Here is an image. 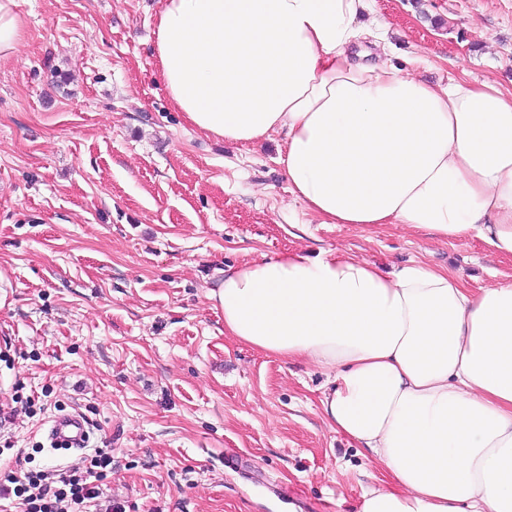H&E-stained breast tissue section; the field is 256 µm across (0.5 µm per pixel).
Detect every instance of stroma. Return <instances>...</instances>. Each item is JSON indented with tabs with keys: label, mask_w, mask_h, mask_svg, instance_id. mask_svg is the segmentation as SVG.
Segmentation results:
<instances>
[{
	"label": "stroma",
	"mask_w": 512,
	"mask_h": 512,
	"mask_svg": "<svg viewBox=\"0 0 512 512\" xmlns=\"http://www.w3.org/2000/svg\"><path fill=\"white\" fill-rule=\"evenodd\" d=\"M160 0H17L26 40L0 64V490L103 451L96 512H359L384 482L326 424V370L224 333L207 297L263 255L412 261L470 287L512 274L480 239L321 224L295 202L281 136L192 129L154 66ZM359 39L420 80L512 89V0H370ZM92 429L50 449L63 412ZM47 439L53 450L80 452L90 439V425L79 412L55 416L48 428Z\"/></svg>",
	"instance_id": "35a3bbf8"
}]
</instances>
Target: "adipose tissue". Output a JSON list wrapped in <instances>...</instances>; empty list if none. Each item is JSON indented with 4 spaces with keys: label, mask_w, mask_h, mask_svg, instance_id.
Here are the masks:
<instances>
[{
    "label": "adipose tissue",
    "mask_w": 512,
    "mask_h": 512,
    "mask_svg": "<svg viewBox=\"0 0 512 512\" xmlns=\"http://www.w3.org/2000/svg\"><path fill=\"white\" fill-rule=\"evenodd\" d=\"M367 0H162L154 60L172 105L218 140L282 135L322 224L476 237L512 256V92L421 81L351 47ZM209 298L224 331L332 374L329 428L390 475L360 512H512V280L471 288L415 261L260 257Z\"/></svg>",
    "instance_id": "1"
}]
</instances>
